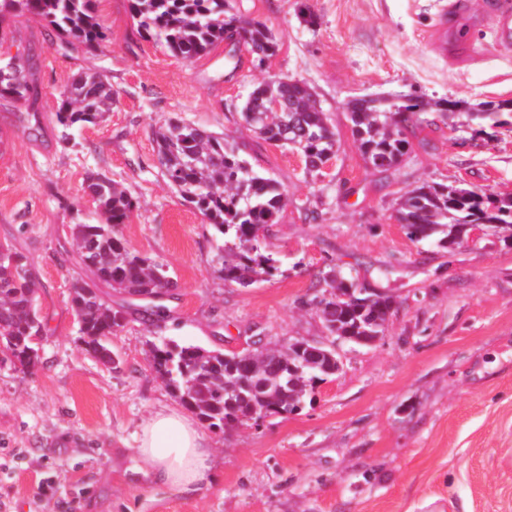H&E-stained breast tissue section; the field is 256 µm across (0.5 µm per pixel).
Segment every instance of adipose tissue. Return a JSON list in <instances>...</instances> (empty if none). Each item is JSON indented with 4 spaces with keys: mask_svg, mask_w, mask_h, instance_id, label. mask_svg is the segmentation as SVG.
<instances>
[{
    "mask_svg": "<svg viewBox=\"0 0 512 512\" xmlns=\"http://www.w3.org/2000/svg\"><path fill=\"white\" fill-rule=\"evenodd\" d=\"M155 480L175 488H195L208 480L210 453L202 429L188 413L164 408L141 427L135 450Z\"/></svg>",
    "mask_w": 512,
    "mask_h": 512,
    "instance_id": "ef3b65f1",
    "label": "adipose tissue"
}]
</instances>
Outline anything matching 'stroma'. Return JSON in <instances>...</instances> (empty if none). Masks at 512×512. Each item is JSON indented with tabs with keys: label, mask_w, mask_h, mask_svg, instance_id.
I'll use <instances>...</instances> for the list:
<instances>
[{
	"label": "stroma",
	"mask_w": 512,
	"mask_h": 512,
	"mask_svg": "<svg viewBox=\"0 0 512 512\" xmlns=\"http://www.w3.org/2000/svg\"><path fill=\"white\" fill-rule=\"evenodd\" d=\"M317 17H298L300 4ZM450 0H235L267 23L280 49L265 66L231 42L186 60L139 37L127 0H98L108 40L61 45L44 24L19 18L0 50L34 52L46 131L29 135L0 100V244L33 265L46 331L41 363L21 371L0 353V512H512V241L475 226L461 247L410 240L394 219L401 195L425 181L512 196V46L498 45L483 0L431 41ZM92 70L114 103L97 124L65 128L56 113L74 74ZM310 84L340 149L309 174L289 149L251 139L242 105L268 76ZM459 102L408 132L403 164L369 170L346 102L362 95ZM487 108L501 125L476 120ZM170 119L246 142L250 161L288 192L262 241L273 275L247 287L217 272L221 240L162 174L153 131ZM120 184L137 203L120 235L165 265L177 288L153 326L139 303L100 284L126 311L108 343L118 368L82 345L70 287L92 273L73 257L71 228L102 216L88 174ZM340 274L394 299L382 335L341 343V368L299 410L225 430L205 428L208 484L169 488L135 455L141 423L179 407L152 367L151 348L175 340L227 354L255 335L285 345L321 341L315 307L323 279Z\"/></svg>",
	"instance_id": "35a3bbf8"
}]
</instances>
